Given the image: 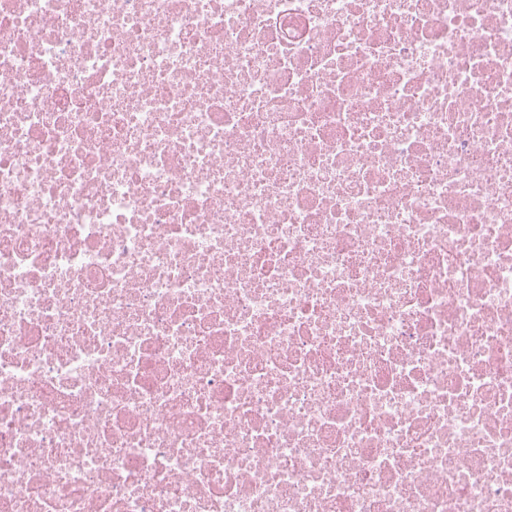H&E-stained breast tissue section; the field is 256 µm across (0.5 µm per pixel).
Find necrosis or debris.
I'll use <instances>...</instances> for the list:
<instances>
[{"label":"necrosis or debris","mask_w":512,"mask_h":512,"mask_svg":"<svg viewBox=\"0 0 512 512\" xmlns=\"http://www.w3.org/2000/svg\"><path fill=\"white\" fill-rule=\"evenodd\" d=\"M0 512H512V0H0Z\"/></svg>","instance_id":"necrosis-or-debris-1"}]
</instances>
